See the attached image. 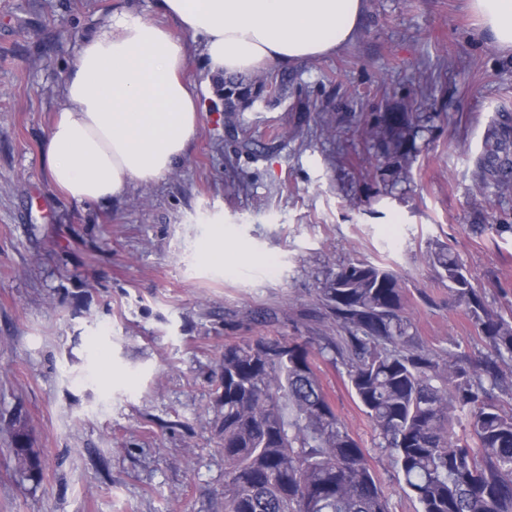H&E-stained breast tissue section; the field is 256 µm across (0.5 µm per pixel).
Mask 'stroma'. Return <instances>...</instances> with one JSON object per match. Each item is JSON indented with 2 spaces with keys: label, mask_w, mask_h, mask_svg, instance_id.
<instances>
[{
  "label": "stroma",
  "mask_w": 512,
  "mask_h": 512,
  "mask_svg": "<svg viewBox=\"0 0 512 512\" xmlns=\"http://www.w3.org/2000/svg\"><path fill=\"white\" fill-rule=\"evenodd\" d=\"M124 5L154 17L151 0H0V512H224V346L317 342L321 282L349 261L397 273L434 349L487 352L424 261L435 244L512 313V195L476 177L498 111L512 110V54L466 0H364L353 42L269 67L287 73V96L231 118L190 40L203 112L181 164L116 201L78 203L49 182L41 148L72 56ZM385 112L429 120L409 168L377 162L360 136ZM218 228L219 272L201 258ZM319 368L390 512H416L345 366ZM19 419L37 458L25 473Z\"/></svg>",
  "instance_id": "obj_1"
}]
</instances>
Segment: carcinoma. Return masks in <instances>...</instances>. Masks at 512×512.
Instances as JSON below:
<instances>
[{
  "instance_id": "obj_1",
  "label": "carcinoma",
  "mask_w": 512,
  "mask_h": 512,
  "mask_svg": "<svg viewBox=\"0 0 512 512\" xmlns=\"http://www.w3.org/2000/svg\"><path fill=\"white\" fill-rule=\"evenodd\" d=\"M288 94V76L224 80V111ZM420 117L364 120L377 160L412 159ZM484 187L512 194V113L502 110L476 161ZM425 262L484 337L491 355L428 347L404 313L405 292L382 265L350 261L325 275L321 304L336 335L317 351L296 338L224 345V512H390L370 461L336 411L317 361H340L348 384L420 512H512V410L493 391L512 373V315L488 309L459 256L438 245ZM18 463L37 466L16 432Z\"/></svg>"
}]
</instances>
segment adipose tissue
<instances>
[{"label":"adipose tissue","mask_w":512,"mask_h":512,"mask_svg":"<svg viewBox=\"0 0 512 512\" xmlns=\"http://www.w3.org/2000/svg\"><path fill=\"white\" fill-rule=\"evenodd\" d=\"M481 31L512 53V0H468ZM159 21L118 8L70 62L43 141L52 185L78 203L121 198L184 159L201 119L187 80L185 35L202 40L212 73L254 75L331 55L352 42L363 0H154ZM173 19L184 32L165 26Z\"/></svg>","instance_id":"adipose-tissue-1"}]
</instances>
